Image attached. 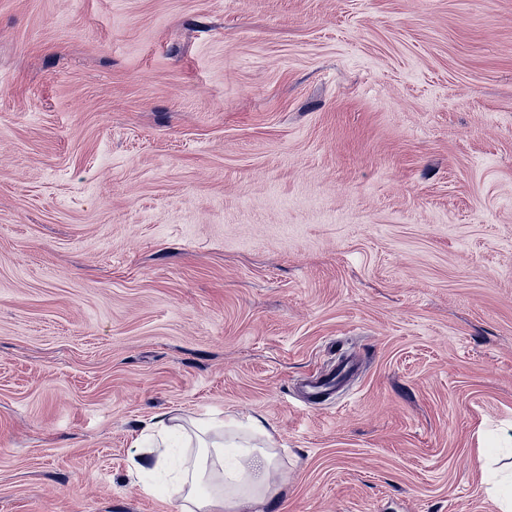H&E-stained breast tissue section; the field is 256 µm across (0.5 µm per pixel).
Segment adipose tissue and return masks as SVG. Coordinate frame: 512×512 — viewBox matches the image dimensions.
Masks as SVG:
<instances>
[{"label": "adipose tissue", "mask_w": 512, "mask_h": 512, "mask_svg": "<svg viewBox=\"0 0 512 512\" xmlns=\"http://www.w3.org/2000/svg\"><path fill=\"white\" fill-rule=\"evenodd\" d=\"M197 430L193 458L171 471L180 512H262L287 484L264 418H213Z\"/></svg>", "instance_id": "ef3b65f1"}]
</instances>
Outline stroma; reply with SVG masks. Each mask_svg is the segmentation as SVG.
Listing matches in <instances>:
<instances>
[{
  "label": "stroma",
  "instance_id": "stroma-1",
  "mask_svg": "<svg viewBox=\"0 0 512 512\" xmlns=\"http://www.w3.org/2000/svg\"><path fill=\"white\" fill-rule=\"evenodd\" d=\"M214 412L263 512H499L512 0H0V512H178ZM265 423L263 417L232 415L205 423L192 420L200 433L194 445L188 437V447L196 452L171 470L170 496L181 502L180 512H262L288 482ZM212 433L213 441L200 436Z\"/></svg>",
  "mask_w": 512,
  "mask_h": 512
}]
</instances>
